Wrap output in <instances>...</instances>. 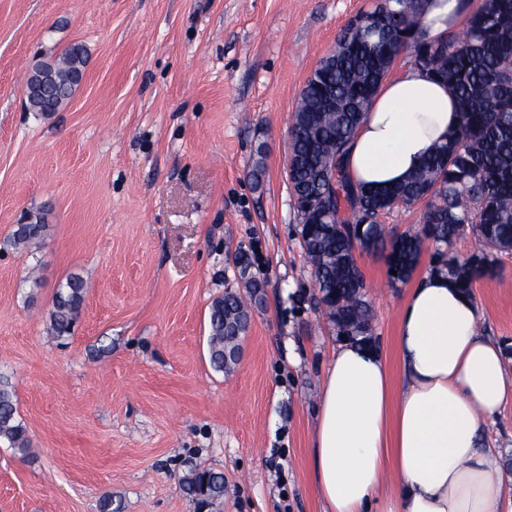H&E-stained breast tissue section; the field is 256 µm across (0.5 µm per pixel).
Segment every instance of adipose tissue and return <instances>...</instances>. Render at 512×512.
<instances>
[{"mask_svg":"<svg viewBox=\"0 0 512 512\" xmlns=\"http://www.w3.org/2000/svg\"><path fill=\"white\" fill-rule=\"evenodd\" d=\"M465 15L462 0H428L426 38L447 37ZM459 121L446 84L402 67L356 130L347 174L374 188L404 182ZM480 319L448 276L428 272L406 292L396 366L368 345L333 348L310 436L322 512H503L508 488L488 430L512 406V371Z\"/></svg>","mask_w":512,"mask_h":512,"instance_id":"adipose-tissue-1","label":"adipose tissue"}]
</instances>
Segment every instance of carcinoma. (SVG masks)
Masks as SVG:
<instances>
[{
  "label": "carcinoma",
  "mask_w": 512,
  "mask_h": 512,
  "mask_svg": "<svg viewBox=\"0 0 512 512\" xmlns=\"http://www.w3.org/2000/svg\"><path fill=\"white\" fill-rule=\"evenodd\" d=\"M424 6L414 0H374L343 26L333 56L322 58L301 91L291 126L290 155L302 158L288 174L299 192L294 207L298 237L318 289V304L338 335L371 345L370 305L355 253L368 242L386 253L387 283L406 282L416 271L424 243L435 246L430 270L445 273L470 293L476 280L499 272L495 255L512 249V0H481L469 9L464 28L446 40L424 38ZM409 52L412 64L446 84L454 94L460 125L434 147L405 183L381 191L354 184L344 168L348 145L369 112L377 90L397 57ZM85 64V54L69 47L45 67V78L68 87ZM69 100L27 98L28 109L57 112ZM425 203L422 228L386 240L380 218L399 207ZM42 216L17 225L12 241L25 246L43 237ZM476 234L479 248L460 260L447 254L456 238ZM241 277L250 297L264 280L249 271L246 251ZM396 274H391V271ZM84 298V282L69 277L53 297L50 326L71 333ZM238 293L215 298L209 308L208 355L224 371V316L248 315ZM0 441L21 455L29 451L27 430L17 417L14 395L0 382ZM197 508L224 498V475L195 470L183 479Z\"/></svg>",
  "instance_id": "cac0c4a2"
}]
</instances>
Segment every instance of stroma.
Masks as SVG:
<instances>
[{
	"label": "stroma",
	"mask_w": 512,
	"mask_h": 512,
	"mask_svg": "<svg viewBox=\"0 0 512 512\" xmlns=\"http://www.w3.org/2000/svg\"><path fill=\"white\" fill-rule=\"evenodd\" d=\"M372 0H0V378L32 450L0 444V512H196L193 469L224 475L206 512H321L309 456L323 369L340 343L317 306L285 174L307 78ZM85 80L28 111L30 70L72 44ZM265 176L253 189L257 146ZM43 214L26 251L9 239ZM265 278L239 364L215 371L208 312L230 263ZM357 263L375 345L395 356L406 287ZM473 285L481 329L512 343V251ZM72 336L50 330L70 275ZM84 298V282L79 276H70L57 288L53 297L50 326L57 337L71 333Z\"/></svg>",
	"instance_id": "obj_1"
}]
</instances>
